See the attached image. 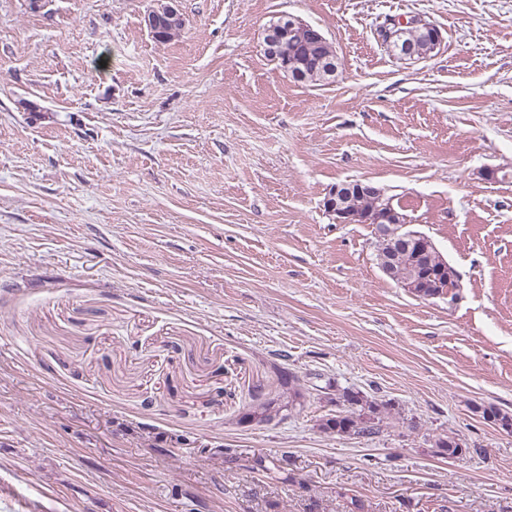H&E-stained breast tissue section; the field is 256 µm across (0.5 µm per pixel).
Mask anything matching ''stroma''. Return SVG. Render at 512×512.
<instances>
[{
	"mask_svg": "<svg viewBox=\"0 0 512 512\" xmlns=\"http://www.w3.org/2000/svg\"><path fill=\"white\" fill-rule=\"evenodd\" d=\"M0 0V512H512V0ZM282 15L342 66L293 81ZM443 42L405 61L389 19ZM390 188L461 276L379 270L336 183ZM303 410L244 422L255 393ZM391 414L322 433L328 393ZM466 443L451 459L436 443ZM175 1L176 0H154L157 7L149 10L144 15V24L152 36H157L159 32L163 31L165 28L175 25L165 30L161 34V37L154 38L155 42L159 44H167L179 39L187 27L186 19H183L182 13L174 5H171V2ZM182 19L181 24L176 25ZM280 380L282 385L288 389V397H286L288 401L277 408V402L274 400H264L252 405L246 414L251 422L258 425L264 424L275 418L282 408L291 410L297 406L303 407L306 396L300 387L298 376L289 370H282L280 372Z\"/></svg>",
	"mask_w": 512,
	"mask_h": 512,
	"instance_id": "obj_1",
	"label": "stroma"
}]
</instances>
